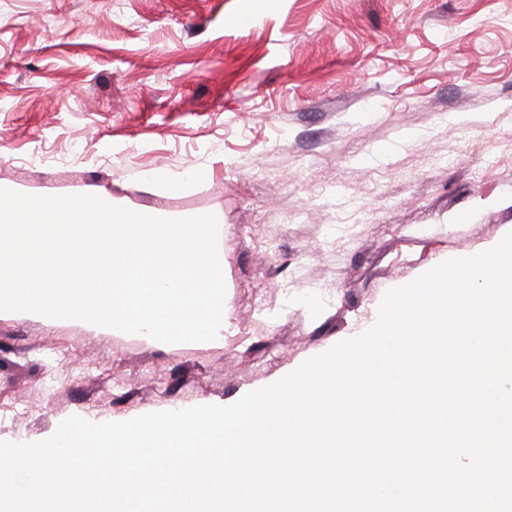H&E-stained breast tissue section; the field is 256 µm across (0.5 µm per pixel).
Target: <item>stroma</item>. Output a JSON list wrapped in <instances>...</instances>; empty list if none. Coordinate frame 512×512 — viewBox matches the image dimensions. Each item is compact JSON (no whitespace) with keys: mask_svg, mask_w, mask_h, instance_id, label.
<instances>
[{"mask_svg":"<svg viewBox=\"0 0 512 512\" xmlns=\"http://www.w3.org/2000/svg\"><path fill=\"white\" fill-rule=\"evenodd\" d=\"M0 185L215 215L235 330L2 314L0 441L232 404L512 232V0H0Z\"/></svg>","mask_w":512,"mask_h":512,"instance_id":"obj_1","label":"stroma"}]
</instances>
